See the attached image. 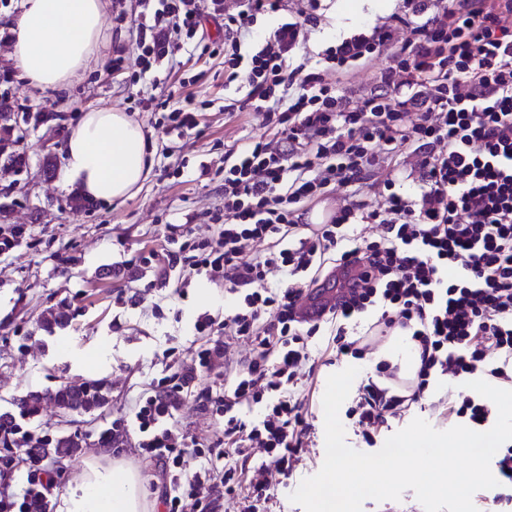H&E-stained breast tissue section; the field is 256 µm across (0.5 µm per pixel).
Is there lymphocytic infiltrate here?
<instances>
[{
	"label": "lymphocytic infiltrate",
	"instance_id": "obj_1",
	"mask_svg": "<svg viewBox=\"0 0 512 512\" xmlns=\"http://www.w3.org/2000/svg\"><path fill=\"white\" fill-rule=\"evenodd\" d=\"M282 0H144L131 21L139 77L174 66L185 39L205 18L224 22V76L246 92L267 132L224 151V205L210 213L216 237L184 262L193 275H224L242 295L223 319L200 314L198 333L245 340L248 356L224 366L218 440L189 433L176 413L222 345L188 350L169 382L142 396L132 425L145 457L169 475L165 512H266L271 485L259 469L290 474L311 426L302 383L308 340L322 322L300 320L313 283L351 262L366 272L325 321L336 326V360L360 358L350 325L368 319L371 336L407 332L422 349L410 395L366 380L348 409L367 444L419 402L431 379L483 374L512 383V0H418L392 24L342 38L317 68L289 64L318 19L309 14L255 31ZM406 33L404 52L369 92L352 96L341 77ZM409 150L418 176L404 188L383 164ZM383 171V203L357 196ZM341 200L332 223L311 229L305 211L330 194ZM284 284H269L271 270ZM266 450L255 459L254 445ZM56 479L28 473L25 487L0 496V512H47Z\"/></svg>",
	"mask_w": 512,
	"mask_h": 512
}]
</instances>
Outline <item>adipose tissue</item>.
I'll return each mask as SVG.
<instances>
[{
  "label": "adipose tissue",
  "mask_w": 512,
  "mask_h": 512,
  "mask_svg": "<svg viewBox=\"0 0 512 512\" xmlns=\"http://www.w3.org/2000/svg\"><path fill=\"white\" fill-rule=\"evenodd\" d=\"M107 0H22L8 28L9 57L31 86L55 90L97 59L105 41ZM143 126L114 106L84 111L65 144L68 184L82 196L107 202L134 197L152 166ZM378 357L399 377L415 376L421 347L411 337H388ZM61 512H148L138 474L122 462L88 465Z\"/></svg>",
  "instance_id": "1"
}]
</instances>
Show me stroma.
<instances>
[{
  "label": "stroma",
  "instance_id": "1",
  "mask_svg": "<svg viewBox=\"0 0 512 512\" xmlns=\"http://www.w3.org/2000/svg\"><path fill=\"white\" fill-rule=\"evenodd\" d=\"M20 0H0V92L8 91L22 112L42 114L37 124H26L27 164L21 173L0 171V205L9 204L7 222L22 226L24 236L11 247H0V413L14 411L16 398L27 392L46 394L40 413L21 421L22 432L49 439L80 433L77 452L51 464L58 476L50 499L58 512L63 497L77 487V478L90 462L124 461L137 472L151 512H161L158 497L168 479L153 462L140 458L134 434L121 448L104 444L103 433L113 420L132 413L136 401L169 376V367L187 348L203 344L194 324L202 313L220 318L236 301L223 282L204 276L192 279L185 297L174 296L178 281L189 277L178 263L186 244L217 232L206 214L224 203L219 172L228 145L264 133L251 109L224 113L225 97L234 88L224 85L223 52L196 48L178 53L179 63L159 69L155 78L135 80L136 45L129 28L141 10V0H111L104 19L108 39L103 61L91 66L65 89L42 91L27 82L7 58V21ZM403 0H320L319 23L290 60L291 66L312 69L320 53L339 38L390 23L403 12ZM123 69H115L116 58ZM192 97L200 113L192 133L180 135L158 127L154 106L167 96ZM122 108L140 122L153 150V164L141 191L125 203L87 201L70 189L62 175L41 176V145L50 142L62 153L70 125L91 106ZM197 214L184 237L168 240L164 227ZM132 269H125L126 261ZM67 305L68 326L46 331L41 320L51 310ZM327 338H310L314 362L307 383L313 389L312 425L301 452L293 461L292 477L273 473L281 512H304L291 494L303 479L316 474L325 458L322 398L328 377L339 372L329 363ZM107 354L103 369L88 366L92 354ZM104 383L106 404L93 414L63 416L48 395L63 384ZM224 361L217 358L196 382L177 412L190 431L219 434L217 419L199 407L202 390L222 392ZM458 385L447 378L431 380L423 405H412L393 430L414 418L434 429L447 430L460 419L449 416Z\"/></svg>",
  "mask_w": 512,
  "mask_h": 512
}]
</instances>
